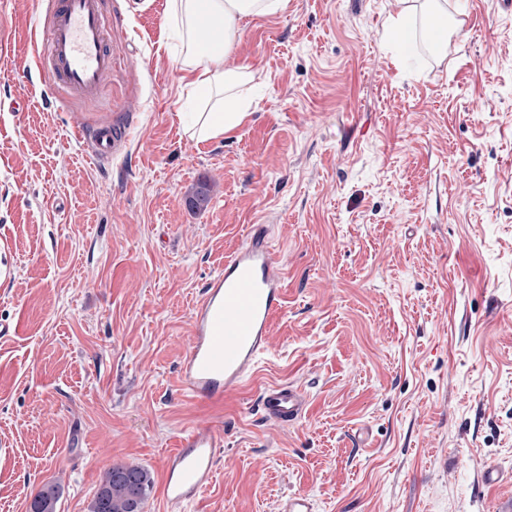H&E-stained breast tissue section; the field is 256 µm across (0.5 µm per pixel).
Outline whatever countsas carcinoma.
I'll return each mask as SVG.
<instances>
[{"label":"carcinoma","instance_id":"obj_1","mask_svg":"<svg viewBox=\"0 0 512 512\" xmlns=\"http://www.w3.org/2000/svg\"><path fill=\"white\" fill-rule=\"evenodd\" d=\"M186 199L193 210L206 208L211 200L209 183L202 181L194 185ZM152 485V474L144 466L114 465L103 473L90 503V512H143ZM58 498L57 486H43L30 503L31 512H56Z\"/></svg>","mask_w":512,"mask_h":512}]
</instances>
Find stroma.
I'll return each mask as SVG.
<instances>
[{
  "mask_svg": "<svg viewBox=\"0 0 512 512\" xmlns=\"http://www.w3.org/2000/svg\"><path fill=\"white\" fill-rule=\"evenodd\" d=\"M169 0H104L112 82L55 92L23 41L49 0H0V512H88L103 471L162 479L185 429L224 433L189 512H498L512 484V16L447 0H288L244 25L249 117L205 143L184 131ZM409 15L408 45L390 38ZM23 111L14 112L10 102ZM112 124L96 161L77 127ZM214 185L202 211L184 203ZM252 224L272 227L286 302L242 390L184 397L177 367L195 302ZM292 384L287 429L252 404ZM59 492L55 485H44L30 503L31 512H56Z\"/></svg>",
  "mask_w": 512,
  "mask_h": 512,
  "instance_id": "35a3bbf8",
  "label": "stroma"
}]
</instances>
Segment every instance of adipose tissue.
Returning a JSON list of instances; mask_svg holds the SVG:
<instances>
[{
    "instance_id": "ef3b65f1",
    "label": "adipose tissue",
    "mask_w": 512,
    "mask_h": 512,
    "mask_svg": "<svg viewBox=\"0 0 512 512\" xmlns=\"http://www.w3.org/2000/svg\"><path fill=\"white\" fill-rule=\"evenodd\" d=\"M287 0H170L169 20L181 46L182 80L200 94L201 108L190 113L185 131L207 142L238 128L251 101L241 87L252 77L248 66H228L244 20L285 10Z\"/></svg>"
}]
</instances>
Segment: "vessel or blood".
Returning a JSON list of instances; mask_svg holds the SVG:
<instances>
[{
  "mask_svg": "<svg viewBox=\"0 0 512 512\" xmlns=\"http://www.w3.org/2000/svg\"><path fill=\"white\" fill-rule=\"evenodd\" d=\"M109 24L102 0H53L42 29L32 34L39 71L74 99H96L112 76ZM93 137V155L101 160L111 156L120 133L105 124ZM284 303V273L269 227L250 225L193 307L179 364L183 395L219 401L241 390L270 350L272 320ZM258 404L266 421L279 427L306 415L305 393L290 384L266 387ZM223 448L222 431L210 423L181 434L164 460L162 494L169 512H186L202 497Z\"/></svg>",
  "mask_w": 512,
  "mask_h": 512,
  "instance_id": "1",
  "label": "vessel or blood"
}]
</instances>
